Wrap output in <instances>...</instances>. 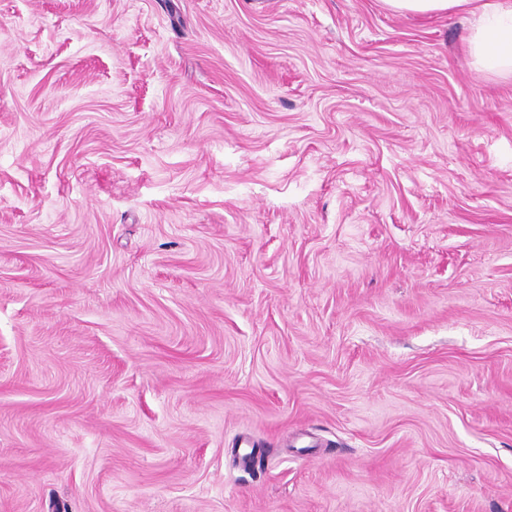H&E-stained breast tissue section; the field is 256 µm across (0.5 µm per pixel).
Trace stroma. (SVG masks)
<instances>
[{
	"instance_id": "stroma-1",
	"label": "stroma",
	"mask_w": 512,
	"mask_h": 512,
	"mask_svg": "<svg viewBox=\"0 0 512 512\" xmlns=\"http://www.w3.org/2000/svg\"><path fill=\"white\" fill-rule=\"evenodd\" d=\"M471 24L0 0V512H512Z\"/></svg>"
}]
</instances>
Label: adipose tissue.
Returning a JSON list of instances; mask_svg holds the SVG:
<instances>
[{"label":"adipose tissue","mask_w":512,"mask_h":512,"mask_svg":"<svg viewBox=\"0 0 512 512\" xmlns=\"http://www.w3.org/2000/svg\"><path fill=\"white\" fill-rule=\"evenodd\" d=\"M396 14L465 12L474 19L468 50L476 69L512 74V0H382Z\"/></svg>","instance_id":"adipose-tissue-1"}]
</instances>
